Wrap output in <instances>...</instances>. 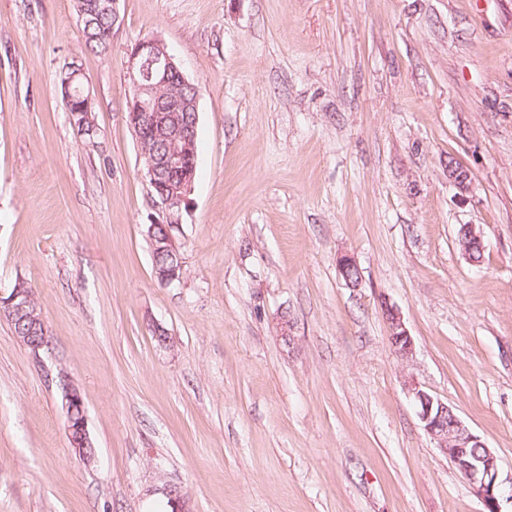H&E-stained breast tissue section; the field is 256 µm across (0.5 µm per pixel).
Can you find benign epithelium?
<instances>
[{
	"mask_svg": "<svg viewBox=\"0 0 512 512\" xmlns=\"http://www.w3.org/2000/svg\"><path fill=\"white\" fill-rule=\"evenodd\" d=\"M125 66L134 90L133 98L128 101L126 121L135 138L155 136L170 143L167 150L148 159L146 172L150 194L159 211V218L147 225V237L152 249L167 251L173 259L168 265L154 266V273L160 283L168 285L179 279L182 269V258L174 244L172 229L178 223L179 212L188 205L195 175L196 156L192 152V143L199 121L201 89L186 77L167 46L157 38L142 39L128 49ZM81 75L82 69L76 64L69 67V73L63 74L64 104L70 103L72 84ZM177 82L194 91L192 102L182 97H161L164 88ZM83 95V107L72 116L81 131L91 132L94 127L92 95L89 91ZM159 172L169 175V180L162 185L155 184V175ZM448 178L460 192L469 190L468 170L450 166ZM32 304L30 290L17 286L7 296L0 295V317L11 321L26 320ZM384 317L393 351L401 359L411 360L415 351L414 339L401 312L395 306L386 305ZM19 340L36 352L49 344L48 329L43 324L37 335L21 336ZM408 390L423 430L437 442L440 452L469 482L474 494L482 501L485 512H502L501 502L512 503V480L507 483L499 480L500 463L495 451L464 424L451 406L423 389L419 383H410ZM64 409L69 445L89 463L94 454L87 452L93 444L85 403L80 391L70 382L65 385Z\"/></svg>",
	"mask_w": 512,
	"mask_h": 512,
	"instance_id": "7a95c632",
	"label": "benign epithelium"
}]
</instances>
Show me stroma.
I'll return each instance as SVG.
<instances>
[{"mask_svg":"<svg viewBox=\"0 0 512 512\" xmlns=\"http://www.w3.org/2000/svg\"><path fill=\"white\" fill-rule=\"evenodd\" d=\"M119 10L93 52L73 0H0V292L27 281L50 336L35 353L0 321V512H174L173 487L185 512H483L407 382L512 475V0ZM149 37L201 88L169 285L126 122V52ZM74 64L89 134L62 99ZM464 224L480 262L457 245ZM386 303L412 361L389 344ZM67 381L90 462L69 446ZM68 71L69 72L75 71V72L72 74H70V73L66 74V72H65L62 76L63 93H64L63 101L65 104L66 110L68 112H70L69 111V103L71 101V98H70L71 87H72L74 80L77 77H79L80 78V90L84 95L85 103L79 111L73 112L72 116L74 118L75 124L81 131H83L84 133L86 131L92 132L93 127H94V120H93V112H92L93 111V106H92L93 103H92L91 91H90L89 87H88V92H86L85 89L83 88V85L81 82V75H83V73H82L81 68L78 65H76V64L71 65L69 67ZM71 103H72L73 110L78 109V107L81 104L79 97L77 96V94L75 92H73V94H72ZM384 317L388 327V340L397 356L412 360L415 344L399 309L392 305L384 306Z\"/></svg>","mask_w":512,"mask_h":512,"instance_id":"1","label":"stroma"}]
</instances>
